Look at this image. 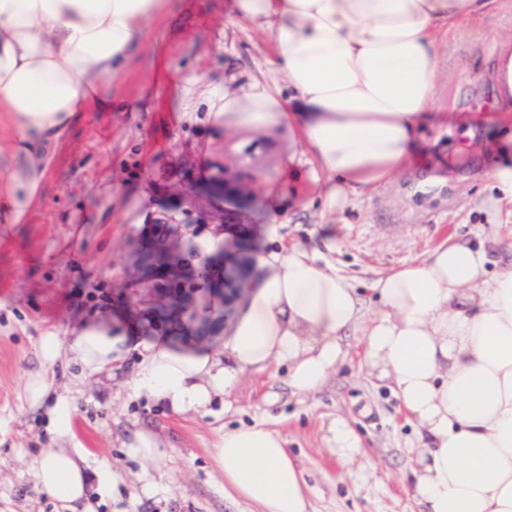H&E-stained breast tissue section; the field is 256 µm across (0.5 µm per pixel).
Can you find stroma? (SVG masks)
I'll return each instance as SVG.
<instances>
[{
    "mask_svg": "<svg viewBox=\"0 0 512 512\" xmlns=\"http://www.w3.org/2000/svg\"><path fill=\"white\" fill-rule=\"evenodd\" d=\"M503 35H512V9L449 32L440 111L425 129V146L390 182L328 216L314 200L297 139L245 128L213 135L198 96L263 78L273 56L268 36L236 17L231 0H170L147 21L139 50L100 83L97 100L58 144L37 203L18 223H0V512H68L36 488L28 469L55 435L46 415L25 404V377L39 365L41 336L63 339L97 310H127L131 253L146 225H176L178 249L199 268L198 238L223 227L229 212L252 255L282 241L314 246L361 288L452 234L499 256L480 202L490 194L484 172L504 160L502 107L490 86ZM241 166L251 179L225 192V168ZM345 344L343 366L315 395H292L285 368L275 366L246 374L230 398L215 397L200 413L177 414L135 396L132 364L109 379L57 365L56 392L76 406V443L115 477L107 497L89 483L96 512H251L225 493L212 452L224 431L258 421L287 437L309 486L310 512H421L409 448L417 431L391 390L366 373L359 332ZM339 415L363 441L362 457L350 464L324 442ZM141 429L162 444L160 457L130 454Z\"/></svg>",
    "mask_w": 512,
    "mask_h": 512,
    "instance_id": "obj_1",
    "label": "stroma"
}]
</instances>
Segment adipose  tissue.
<instances>
[{"label": "adipose tissue", "mask_w": 512, "mask_h": 512, "mask_svg": "<svg viewBox=\"0 0 512 512\" xmlns=\"http://www.w3.org/2000/svg\"><path fill=\"white\" fill-rule=\"evenodd\" d=\"M504 0H235L237 17L275 48L264 80L205 92L216 129H286L304 146L325 212L388 183L419 152L437 109L443 38ZM167 0H0V220L34 202L61 137L101 79L137 50ZM504 258L446 239L372 286L364 331L372 374L389 381L416 426L414 492L427 512H512V242ZM363 298L316 250L261 254L226 338L133 342L132 322L102 310L68 341L42 336L23 396L47 409L60 441L29 463L36 485L72 512L87 498L89 453L67 447L73 404L44 402L60 361L111 373L138 353L131 387L173 412L206 410L243 375L288 369L293 394L321 391L344 358ZM226 488L258 512H309L307 487L281 433L263 423L225 431L213 454Z\"/></svg>", "instance_id": "1"}]
</instances>
